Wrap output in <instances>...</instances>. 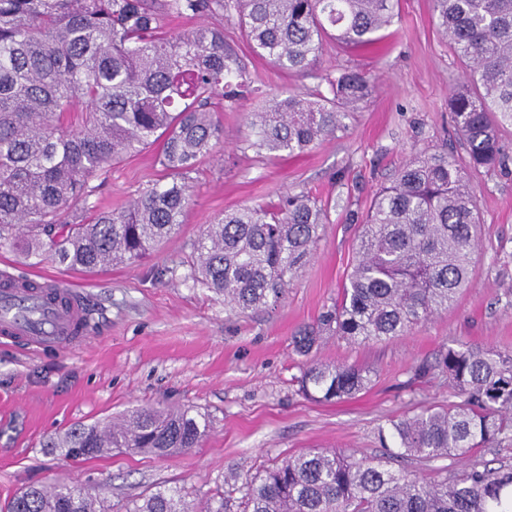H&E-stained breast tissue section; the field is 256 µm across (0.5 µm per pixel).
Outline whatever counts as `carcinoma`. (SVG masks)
I'll return each mask as SVG.
<instances>
[{
  "label": "carcinoma",
  "instance_id": "1",
  "mask_svg": "<svg viewBox=\"0 0 512 512\" xmlns=\"http://www.w3.org/2000/svg\"><path fill=\"white\" fill-rule=\"evenodd\" d=\"M398 0H0V249L48 255L94 271L133 264L169 240L190 204V173L224 133L214 119L248 87L224 44L238 22L253 52L277 68L314 74L326 40L342 51L383 37ZM439 32L465 66L448 96L466 157L446 150L411 157L362 218L351 273L338 305L293 337L304 357L303 394L331 402L368 388L369 372L314 362L324 331L381 341L452 306L471 274L479 215L473 174L505 164L512 129V0H432ZM209 21L175 31L170 17ZM318 92L277 95L249 113L256 154L303 152L344 131L374 93V80L347 65L320 76ZM82 106L80 128L66 113ZM162 143L169 181L121 211L77 208L89 182L124 157ZM324 214L304 195L272 207L226 211L190 243L184 278L236 313L276 304L309 262ZM437 367L462 401L426 407L378 429L383 452L357 458L310 448L255 476L224 478L241 512H512V468L475 463L423 479L400 460H466L512 436V353L468 342ZM211 419L197 410L143 407L107 425L77 424L48 441L78 460L113 448L173 455L199 445ZM224 496L201 502L160 485L125 512H226ZM5 512H112V502L66 485L29 487Z\"/></svg>",
  "mask_w": 512,
  "mask_h": 512
}]
</instances>
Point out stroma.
I'll use <instances>...</instances> for the list:
<instances>
[{
    "label": "stroma",
    "mask_w": 512,
    "mask_h": 512,
    "mask_svg": "<svg viewBox=\"0 0 512 512\" xmlns=\"http://www.w3.org/2000/svg\"><path fill=\"white\" fill-rule=\"evenodd\" d=\"M224 42L245 65L252 92L218 113L224 135L191 175L192 201L177 235L142 262L93 272L0 250V272L75 285L94 324L79 347L39 351L0 342V506L30 486L68 485L124 512V503L162 484L206 499L223 490L228 472L251 477L309 448L372 456L381 451L378 429L390 421L458 402L447 375L434 367L448 345L512 352L511 159L505 169L473 178L482 224L456 304L383 342L323 335L313 359L361 367L372 383L332 403L298 393L300 358L291 338L338 303L355 260L358 216L413 155L435 148L463 155L448 112L463 71L437 31L431 0H399L393 26L374 46L341 59L325 46L315 77L256 56L236 25H225ZM339 60L376 79L345 132L300 154L244 149L249 112L282 92L326 90L320 76ZM157 153L153 147L126 157L93 180L89 205L117 209L148 185L165 183ZM287 194L316 198L327 221L312 260L277 305L237 314L184 281L189 244L214 217ZM166 405L209 414L213 427L198 447L172 456L115 450L76 464L47 445L74 424Z\"/></svg>",
    "instance_id": "stroma-1"
}]
</instances>
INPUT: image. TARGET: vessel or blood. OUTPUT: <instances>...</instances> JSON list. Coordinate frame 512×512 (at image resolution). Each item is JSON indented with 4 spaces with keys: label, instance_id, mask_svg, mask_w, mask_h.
Masks as SVG:
<instances>
[{
    "label": "vessel or blood",
    "instance_id": "obj_1",
    "mask_svg": "<svg viewBox=\"0 0 512 512\" xmlns=\"http://www.w3.org/2000/svg\"><path fill=\"white\" fill-rule=\"evenodd\" d=\"M84 317V307L68 282L51 280L46 294L0 289V335L23 338L31 346L84 343L85 335L77 331Z\"/></svg>",
    "mask_w": 512,
    "mask_h": 512
}]
</instances>
